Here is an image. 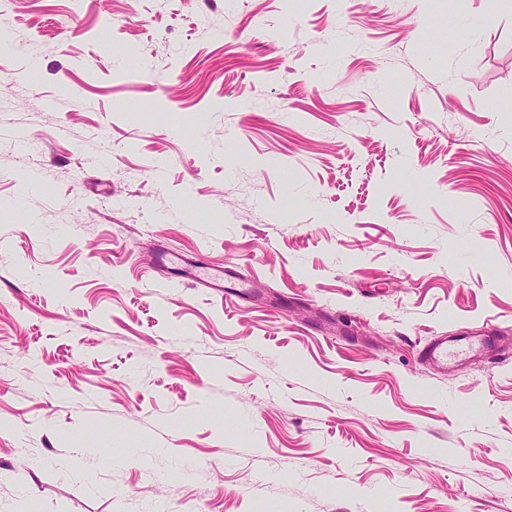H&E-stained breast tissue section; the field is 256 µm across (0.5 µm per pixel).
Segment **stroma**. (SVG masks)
I'll use <instances>...</instances> for the list:
<instances>
[{
    "label": "stroma",
    "mask_w": 512,
    "mask_h": 512,
    "mask_svg": "<svg viewBox=\"0 0 512 512\" xmlns=\"http://www.w3.org/2000/svg\"><path fill=\"white\" fill-rule=\"evenodd\" d=\"M1 29L0 512H512V0ZM224 269H216L203 264L195 266V272L190 274V279L203 288H212L216 291L224 289ZM448 336H437L431 342L425 344L420 351V358L433 363H441L448 368V362H452L459 353L450 344Z\"/></svg>",
    "instance_id": "obj_1"
}]
</instances>
